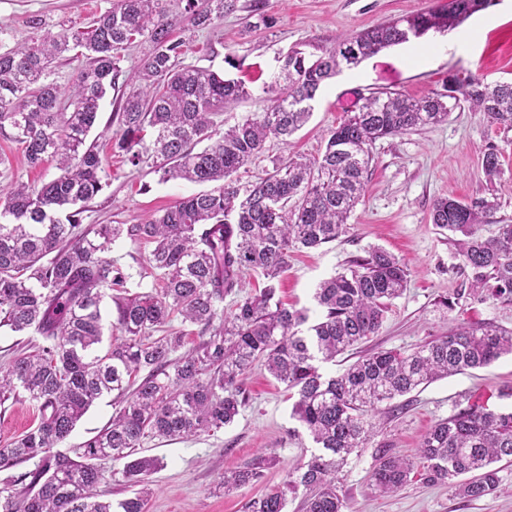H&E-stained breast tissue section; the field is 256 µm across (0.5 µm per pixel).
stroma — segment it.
<instances>
[{
	"mask_svg": "<svg viewBox=\"0 0 512 512\" xmlns=\"http://www.w3.org/2000/svg\"><path fill=\"white\" fill-rule=\"evenodd\" d=\"M444 0H265L262 13L251 0H235L234 11L214 26L200 29L178 23L175 38L184 43L182 61L246 82L250 96L224 114L231 125L270 104L265 83L276 77L281 57L293 47L318 57L352 32L443 4ZM112 6V0H0V43L28 41L41 33L87 31L93 20ZM40 19L41 29L30 26ZM236 67H229L228 59ZM476 73L491 83L512 82V0L478 12L454 30L393 46L362 61L356 70H343L327 80L313 103L308 123L288 143L269 141L265 152L243 166L241 185L271 172L275 163L311 158L325 148L327 133L346 116L359 97L403 91L421 97L439 91L449 72ZM115 91L101 101L90 132L106 171L103 189L82 215L86 225L135 224L200 192L185 181L161 182L149 163L132 165L112 148ZM495 147L501 172L486 180L481 168L485 148ZM57 174L54 165L28 167L22 148L0 135V186L19 181L41 185ZM495 197L498 206L481 233L494 235L498 225L512 223V131L491 127L482 116L465 109L447 121L414 132L376 141L366 194L349 219V229L335 242L293 252L278 283L282 300L308 309L310 321L322 311L312 293L317 284L342 270L349 260L366 256L374 247L399 257L409 270V283L394 299L377 336L362 344V352L378 349L411 350L442 336L456 319L480 321L512 329V304L479 303L463 297L467 274L446 232L430 222L438 198L467 200ZM149 245L117 240L111 256L130 273V292L155 287L147 276ZM458 298L459 308L448 311L443 298ZM487 402L498 411L512 409V356L491 366L440 379L398 398V411L375 419L376 432L364 448L353 453L338 473L337 491L347 512H512V462H500L501 491L480 499L456 494L444 485L413 478L399 491L381 495L370 485L374 456L387 447L414 456L421 440L457 403ZM292 399L261 366L245 381V405L235 421L217 432L190 440L144 439L139 452L163 459L151 476L153 495L145 512H248L255 497L280 487L289 471L306 461L315 445L292 416ZM115 405L103 396L78 422L63 443L72 451L105 429ZM36 413L26 395L0 405V441L14 439L34 423ZM267 454L271 465L255 485L230 493L219 484L226 471Z\"/></svg>",
	"mask_w": 512,
	"mask_h": 512,
	"instance_id": "obj_1",
	"label": "stroma"
}]
</instances>
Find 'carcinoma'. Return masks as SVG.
I'll return each mask as SVG.
<instances>
[{"instance_id":"carcinoma-1","label":"carcinoma","mask_w":512,"mask_h":512,"mask_svg":"<svg viewBox=\"0 0 512 512\" xmlns=\"http://www.w3.org/2000/svg\"><path fill=\"white\" fill-rule=\"evenodd\" d=\"M194 28L224 19L234 0H183ZM494 0H448L427 11L393 19L340 38L315 60L293 49L282 56L280 78L264 88L265 112L224 128V108L250 96L241 79L183 65L182 43L171 36L165 0H112L85 38L63 33L0 48V133L23 148L28 165L55 162L58 174L39 187L0 189V327L36 332L47 345L0 367V404L25 393L38 423L0 444V512H144L152 495L148 476L163 467L153 456L133 457L143 438L188 440L232 423L245 402L243 387L261 364L294 399L292 417L318 452L288 473L278 490L249 502V512H286L287 494L304 490L303 512H345L336 472L373 435L370 415L420 386L512 354V331L462 322L448 335L411 351L365 354L342 373L326 377L333 361L381 329L392 300L406 289L409 272L380 247L322 281L314 298L321 318L303 334L307 310L284 304L274 284L299 248H317L347 232L362 201L376 141L446 121L466 105L488 122L512 130V83H488L476 74H448L443 90L415 98L402 92L364 98L358 110L329 132L323 153L288 161L244 188L233 176L264 152L271 139L288 142L312 114L321 85L345 68L430 31L456 28ZM148 44L134 84L118 99L112 147L137 166L144 156L160 180L211 188L181 199L140 224L82 228L81 214L102 190L105 170L95 145L86 144L100 101L118 85L120 51ZM78 50L86 59L70 95L62 100L50 80L52 65ZM493 146L482 155L488 180L500 173ZM68 211L66 221L58 213ZM495 210L485 197L438 198L431 223L458 247L470 287L480 302L512 303V224L491 237L480 234ZM153 245L148 264L160 289L130 293L131 275L109 256L120 238ZM248 272L264 288L239 296ZM239 296L224 311V298ZM110 297L125 336L101 350V304ZM199 327L192 350L181 333L154 336L172 317ZM145 376H140V373ZM116 394L110 425L70 456L58 450L94 402ZM512 460V411L473 402L456 404L423 437L416 458L381 448L371 474L374 490L405 486L420 460L421 479L446 485L470 499L499 490L493 464ZM105 460L119 463L106 470ZM22 463L33 469L16 477ZM268 459L255 458L224 473L225 491L258 483ZM135 488L113 507L100 486L116 479ZM28 485L19 489L23 481Z\"/></svg>"}]
</instances>
